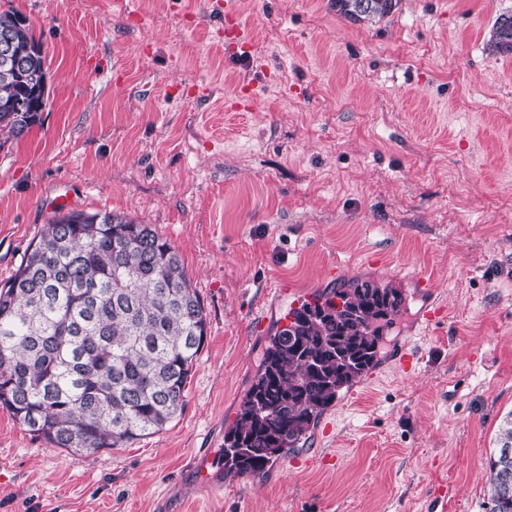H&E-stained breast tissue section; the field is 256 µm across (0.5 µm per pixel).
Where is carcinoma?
<instances>
[{
    "label": "carcinoma",
    "mask_w": 512,
    "mask_h": 512,
    "mask_svg": "<svg viewBox=\"0 0 512 512\" xmlns=\"http://www.w3.org/2000/svg\"><path fill=\"white\" fill-rule=\"evenodd\" d=\"M352 22L388 15L395 0H333ZM24 67L0 72V148L46 106L42 45L28 19L0 12ZM488 48L512 53V13L500 14ZM405 296L388 283L353 281L334 298L292 311L267 342L232 426L224 470L265 471L375 366L385 326ZM207 316L178 253L150 224L72 210L43 225L14 275L0 286V405L37 439L75 456L125 448L181 412L207 337ZM512 458L488 460L487 512H512L499 492Z\"/></svg>",
    "instance_id": "1"
}]
</instances>
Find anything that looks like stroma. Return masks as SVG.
<instances>
[{"label":"stroma","mask_w":512,"mask_h":512,"mask_svg":"<svg viewBox=\"0 0 512 512\" xmlns=\"http://www.w3.org/2000/svg\"><path fill=\"white\" fill-rule=\"evenodd\" d=\"M43 49L41 119L0 149V283L56 211L112 212L175 248L207 315L186 404L130 447L76 457L0 408V512H485L512 417V0H242L254 65L215 50L209 0H0ZM276 75L247 112L224 100ZM382 280L406 296L377 362L302 446L330 469L204 482L292 300ZM432 275L448 320L417 321ZM264 332L248 330L252 314ZM420 347L412 377L390 364ZM396 0H333L336 12L352 22L373 21L388 15ZM487 45L499 54L512 53V13H502L496 18Z\"/></svg>","instance_id":"1"}]
</instances>
